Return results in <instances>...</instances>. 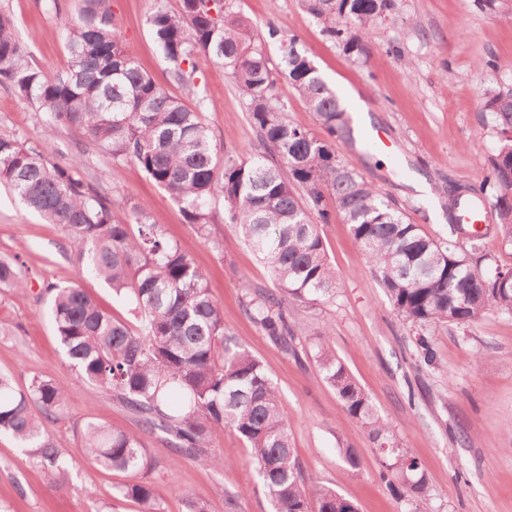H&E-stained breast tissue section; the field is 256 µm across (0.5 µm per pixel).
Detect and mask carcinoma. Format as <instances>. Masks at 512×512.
I'll list each match as a JSON object with an SVG mask.
<instances>
[{
    "label": "carcinoma",
    "mask_w": 512,
    "mask_h": 512,
    "mask_svg": "<svg viewBox=\"0 0 512 512\" xmlns=\"http://www.w3.org/2000/svg\"><path fill=\"white\" fill-rule=\"evenodd\" d=\"M324 34L352 57L368 54L370 29L396 13L398 0H299ZM148 27L169 64V78L195 90L200 65L224 66L245 101L260 152L219 156L201 113L187 107L143 71L128 53L110 0H82L62 22L66 59L45 75L19 38L12 18L0 12V85L33 104L44 117L43 138L30 143L0 136V182L27 208L67 235L85 269L126 298L143 318L140 332L112 319L76 285L46 289L56 334L70 364L90 384L111 394L159 433L179 455L228 468L208 452L217 428L236 432L250 449L275 512H354L331 488L306 489L294 455L278 390L262 364L224 330L223 311L210 295L205 273L151 223L149 206L135 203L129 220L115 221L112 197L85 178L82 156L94 147L118 167L135 163L163 189L197 230L211 223L212 205L224 204L235 227L268 267L275 290L246 293L243 309L283 351L298 356L302 328L288 319L287 300L331 301L337 277L318 224L328 220L326 199L351 226L393 312L420 331L423 359L431 358L425 331L432 325L470 327L489 313L512 316V266L481 268V243L490 227L459 220L470 251L437 241L421 225L338 158L337 142L351 138V119L313 59L274 24L252 35L234 0H178L172 9L156 0ZM279 46L280 62L266 46ZM286 78L319 117L325 135L290 122L278 93ZM500 133L483 185L493 198L495 230L512 246V90L484 96ZM60 126L83 139L67 165L51 159ZM138 227V233L130 225ZM0 285L24 288L14 262L0 261ZM314 359L345 414L368 430L384 458L382 479L400 498L428 493L416 458L402 447L370 397L322 341ZM69 393L33 376L21 389L0 375V433L31 449L55 484L69 473L45 426L62 418ZM83 449L95 463L137 473L152 467L134 433L98 421L81 428ZM141 512H158L144 481L119 489ZM187 512H224V499L186 500Z\"/></svg>",
    "instance_id": "obj_1"
}]
</instances>
